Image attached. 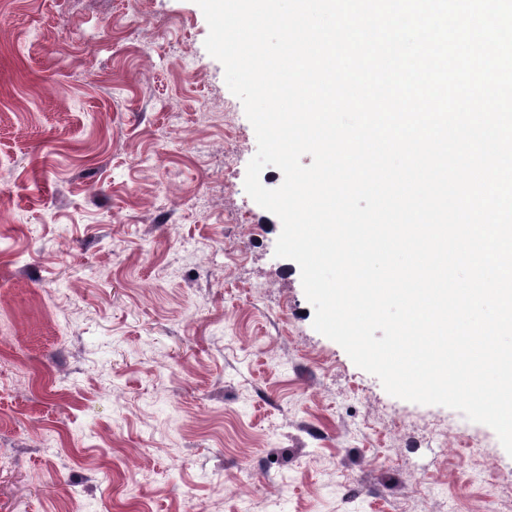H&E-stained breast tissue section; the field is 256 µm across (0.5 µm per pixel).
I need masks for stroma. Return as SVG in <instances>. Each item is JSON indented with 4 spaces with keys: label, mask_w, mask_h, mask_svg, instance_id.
Here are the masks:
<instances>
[{
    "label": "stroma",
    "mask_w": 512,
    "mask_h": 512,
    "mask_svg": "<svg viewBox=\"0 0 512 512\" xmlns=\"http://www.w3.org/2000/svg\"><path fill=\"white\" fill-rule=\"evenodd\" d=\"M207 35L195 0L0 16V370L22 379L0 385V512H512L490 427L459 467L421 438L458 411L389 395L314 329Z\"/></svg>",
    "instance_id": "obj_1"
}]
</instances>
